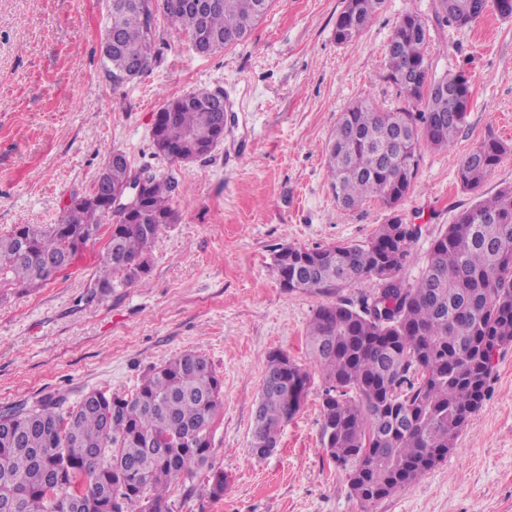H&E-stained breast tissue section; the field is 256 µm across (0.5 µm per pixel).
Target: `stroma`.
<instances>
[{
    "label": "stroma",
    "mask_w": 512,
    "mask_h": 512,
    "mask_svg": "<svg viewBox=\"0 0 512 512\" xmlns=\"http://www.w3.org/2000/svg\"><path fill=\"white\" fill-rule=\"evenodd\" d=\"M110 7L0 0V234L58 223L115 150L184 184L178 221L160 232L142 281L92 295L105 252L98 238L52 283L0 290V408L46 392L72 403L93 389L130 393L151 367L192 349L223 381L211 462L227 484L219 501L199 495L202 477L194 491L175 486L173 512H512V345L496 354L483 405L445 460L375 503L351 495L347 471L321 445V373L274 452L250 450L268 355L312 366L305 333L315 310L377 288L364 279L336 294L287 291L274 249L363 243L397 213L421 227L404 270L418 278L434 238L472 201L457 181L462 157L490 135L512 146V17L491 8L456 28L437 22V0H384L369 27L340 44L343 0H273L245 41L208 55L158 21L157 60L116 86L101 53ZM409 11L429 25L430 78L470 73L466 122L452 147L423 148L398 209L372 201L346 210L330 188L325 145L354 101L398 104L385 55ZM203 87L232 103L223 142L189 164L156 157L155 112Z\"/></svg>",
    "instance_id": "obj_1"
}]
</instances>
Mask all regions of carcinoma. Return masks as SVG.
Here are the masks:
<instances>
[{"label": "carcinoma", "instance_id": "cac0c4a2", "mask_svg": "<svg viewBox=\"0 0 512 512\" xmlns=\"http://www.w3.org/2000/svg\"><path fill=\"white\" fill-rule=\"evenodd\" d=\"M272 0H112L103 53L118 84L156 60L162 17L209 54L241 42ZM383 0H349L336 18L339 44L359 36ZM478 0H438V17L473 24ZM385 80L402 105L365 100L343 112L328 139L327 173L336 201L356 209L370 200L394 208L412 189L421 150L448 148L465 120L441 110L428 90L429 27L415 12L394 26ZM224 92L199 88L167 100L153 120L156 154L202 158L219 144ZM508 147L490 135L463 157L460 187L475 201L434 239L420 277L402 271L417 236L396 215L362 244L313 249L282 245L274 266L289 290L332 293L383 271L393 282L358 305L320 306L305 336L324 378L321 442L348 470L351 493L368 504L389 496L442 461L484 399L494 355L512 345V187L482 189ZM146 175L138 206L110 211L112 194L134 174L127 155L105 165L83 200L57 224H17L0 234V289L41 288L48 262L75 264L110 221L108 250L94 291L112 280H142L162 229L175 224L184 187L172 174ZM313 377L282 352L269 354L254 416L251 452L266 457L307 398ZM223 381L206 355L187 350L153 368L130 394L93 389L74 404L59 392L0 409V512H172L171 486L209 464L211 429ZM226 478L209 468L205 493L224 497Z\"/></svg>", "mask_w": 512, "mask_h": 512}]
</instances>
